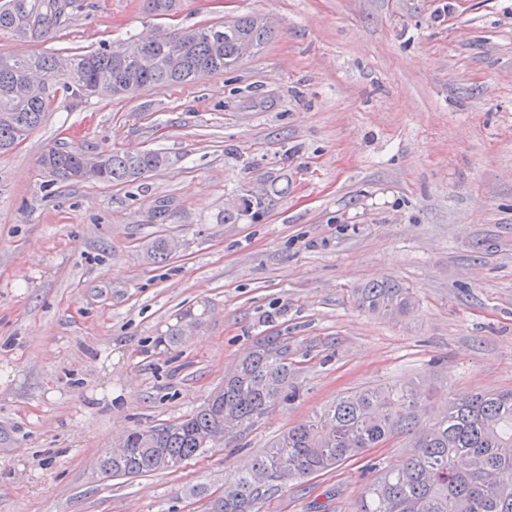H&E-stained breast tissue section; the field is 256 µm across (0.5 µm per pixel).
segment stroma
Listing matches in <instances>:
<instances>
[{
    "instance_id": "35a3bbf8",
    "label": "stroma",
    "mask_w": 512,
    "mask_h": 512,
    "mask_svg": "<svg viewBox=\"0 0 512 512\" xmlns=\"http://www.w3.org/2000/svg\"><path fill=\"white\" fill-rule=\"evenodd\" d=\"M244 14L274 33L237 70L57 97L0 155V512H206L192 487L221 491L345 391L512 390V0H176L164 16L75 0L51 39L0 34V54ZM53 146L169 163L119 186L59 183L38 163ZM246 188L269 210L225 221ZM386 280L417 298L396 321L356 302ZM271 333L292 347L295 399L177 470L102 477L120 435L181 420ZM404 453L393 439L261 512H354Z\"/></svg>"
}]
</instances>
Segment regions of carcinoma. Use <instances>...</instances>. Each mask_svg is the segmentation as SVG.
Instances as JSON below:
<instances>
[{
    "label": "carcinoma",
    "instance_id": "cac0c4a2",
    "mask_svg": "<svg viewBox=\"0 0 512 512\" xmlns=\"http://www.w3.org/2000/svg\"><path fill=\"white\" fill-rule=\"evenodd\" d=\"M71 0H0V32L37 41L47 39L68 14ZM271 28L255 15L174 27L159 38L123 41L62 57L46 52L0 55V153L12 149L22 134L43 121L59 92L75 99L135 95L145 89L186 84L198 70L210 74L240 67L241 46L258 53ZM83 153L57 147L45 151L39 165L60 183L80 181ZM98 181L121 185L155 172L168 163L160 150L106 151L97 155ZM268 208L265 199L243 193L224 209L236 219ZM361 309L397 318L414 307L410 289L393 282H369L357 289ZM288 338L266 335L256 340L234 370L224 377L199 409L177 423L127 434V452L107 462L105 478L137 477L178 468L206 449L204 439L218 430L247 426L271 407L293 397ZM432 392L391 387L352 390L315 418L281 435L254 459L235 481L224 486L218 512H259L274 496L283 473L298 481L336 469L397 435L411 437L401 466L387 468L369 484L355 512H512V390L485 392L448 400L440 414H429Z\"/></svg>",
    "mask_w": 512,
    "mask_h": 512
}]
</instances>
